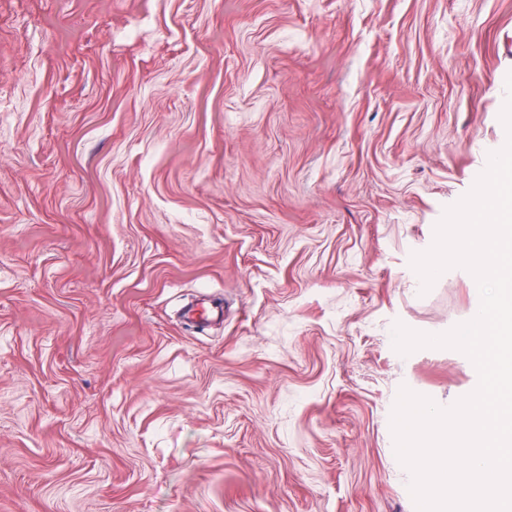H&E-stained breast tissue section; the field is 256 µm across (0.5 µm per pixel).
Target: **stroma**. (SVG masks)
Listing matches in <instances>:
<instances>
[{
  "mask_svg": "<svg viewBox=\"0 0 512 512\" xmlns=\"http://www.w3.org/2000/svg\"><path fill=\"white\" fill-rule=\"evenodd\" d=\"M511 73L512 0H0V512H416Z\"/></svg>",
  "mask_w": 512,
  "mask_h": 512,
  "instance_id": "stroma-1",
  "label": "stroma"
}]
</instances>
